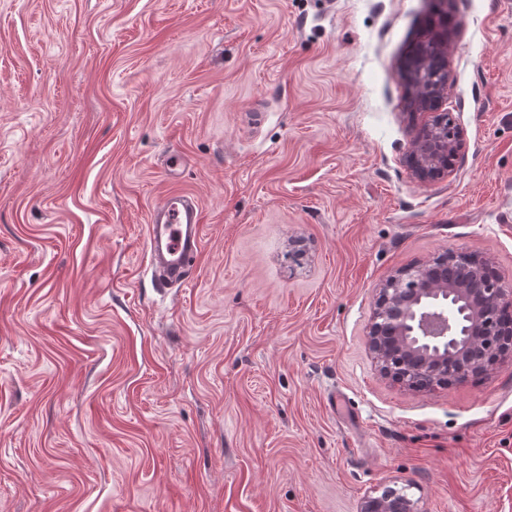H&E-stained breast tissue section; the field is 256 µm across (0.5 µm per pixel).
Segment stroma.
<instances>
[{
    "label": "stroma",
    "mask_w": 512,
    "mask_h": 512,
    "mask_svg": "<svg viewBox=\"0 0 512 512\" xmlns=\"http://www.w3.org/2000/svg\"><path fill=\"white\" fill-rule=\"evenodd\" d=\"M439 38L426 112L400 66ZM437 112L465 147L423 181ZM449 250L512 284V0H0V512H512V362L418 390L368 348ZM202 209L184 191H168L155 205L147 224L146 245L152 267L173 285H183L203 241ZM360 512H420L416 501L397 489L385 488L380 495L366 494Z\"/></svg>",
    "instance_id": "obj_1"
}]
</instances>
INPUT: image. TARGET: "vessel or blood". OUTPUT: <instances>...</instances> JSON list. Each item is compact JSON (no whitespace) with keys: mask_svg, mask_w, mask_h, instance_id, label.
<instances>
[{"mask_svg":"<svg viewBox=\"0 0 512 512\" xmlns=\"http://www.w3.org/2000/svg\"><path fill=\"white\" fill-rule=\"evenodd\" d=\"M202 209L183 191L166 192L150 213L146 245L152 267L174 285H183L203 241Z\"/></svg>","mask_w":512,"mask_h":512,"instance_id":"1","label":"vessel or blood"}]
</instances>
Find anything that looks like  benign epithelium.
Instances as JSON below:
<instances>
[{"label": "benign epithelium", "mask_w": 512, "mask_h": 512, "mask_svg": "<svg viewBox=\"0 0 512 512\" xmlns=\"http://www.w3.org/2000/svg\"><path fill=\"white\" fill-rule=\"evenodd\" d=\"M462 130L453 120L429 123L414 144V172L422 179L443 173L442 157L458 158ZM455 251L432 264L399 270L378 289L369 347L380 372L409 387L427 379L461 382L512 359V287L492 259L470 254L465 270L453 267ZM360 512H420L417 502L388 487L363 497Z\"/></svg>", "instance_id": "1"}]
</instances>
